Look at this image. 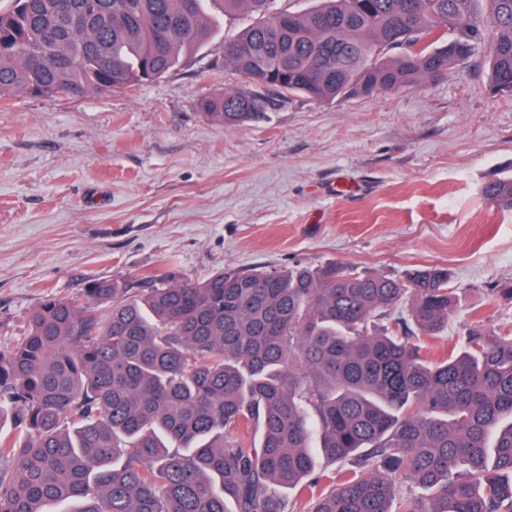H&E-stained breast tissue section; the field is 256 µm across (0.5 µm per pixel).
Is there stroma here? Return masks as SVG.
<instances>
[{
    "mask_svg": "<svg viewBox=\"0 0 512 512\" xmlns=\"http://www.w3.org/2000/svg\"><path fill=\"white\" fill-rule=\"evenodd\" d=\"M252 22L224 16L217 43L137 88L0 103V350L46 295L171 267L438 265L461 293L431 347L512 327L492 292L512 280V212L479 195L512 175V97L490 91L488 52L435 83L296 95L227 127L203 101L243 83L218 43Z\"/></svg>",
    "mask_w": 512,
    "mask_h": 512,
    "instance_id": "35a3bbf8",
    "label": "stroma"
}]
</instances>
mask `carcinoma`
Here are the masks:
<instances>
[{
	"label": "carcinoma",
	"instance_id": "1",
	"mask_svg": "<svg viewBox=\"0 0 512 512\" xmlns=\"http://www.w3.org/2000/svg\"><path fill=\"white\" fill-rule=\"evenodd\" d=\"M12 0L0 10V96L134 88L208 46L221 15L256 22L224 42L246 84L208 97L227 127L292 94L370 96L441 80L480 47L512 96V0ZM481 195L512 211V176ZM408 301L409 318L395 314ZM448 269L402 277L309 269L170 268L47 296L0 351V512H288L276 489L339 482L306 512H512V328L435 353L457 306ZM411 484L392 509L398 485ZM416 489L435 492L425 506Z\"/></svg>",
	"mask_w": 512,
	"mask_h": 512
}]
</instances>
